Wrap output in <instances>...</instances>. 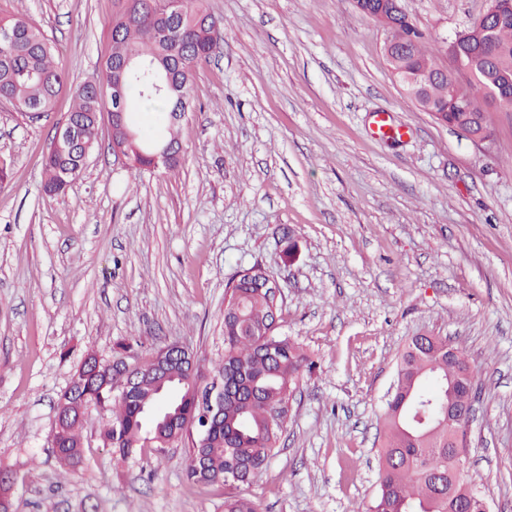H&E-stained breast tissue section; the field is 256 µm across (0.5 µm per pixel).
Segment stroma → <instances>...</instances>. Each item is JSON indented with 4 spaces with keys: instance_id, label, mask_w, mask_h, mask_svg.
Segmentation results:
<instances>
[{
    "instance_id": "stroma-1",
    "label": "stroma",
    "mask_w": 512,
    "mask_h": 512,
    "mask_svg": "<svg viewBox=\"0 0 512 512\" xmlns=\"http://www.w3.org/2000/svg\"><path fill=\"white\" fill-rule=\"evenodd\" d=\"M489 0H401L440 62ZM122 0H0L56 46L52 112L0 103V461L13 512H224L188 483L182 447L129 460L90 441L76 473L52 453L55 402L87 351L189 347L224 355L227 282L258 264L280 284L281 330L315 363L291 401L260 512H364L380 417L409 339H448L483 392L467 478L512 512V112L476 145L419 108L393 75L385 31L351 0H207L224 41L192 79L172 168L135 174L101 134L64 193L43 190L71 89L99 72ZM390 114L403 136L378 138ZM292 227L287 260L281 230Z\"/></svg>"
}]
</instances>
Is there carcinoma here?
I'll return each mask as SVG.
<instances>
[{
	"instance_id": "carcinoma-1",
	"label": "carcinoma",
	"mask_w": 512,
	"mask_h": 512,
	"mask_svg": "<svg viewBox=\"0 0 512 512\" xmlns=\"http://www.w3.org/2000/svg\"><path fill=\"white\" fill-rule=\"evenodd\" d=\"M153 17L132 20L111 34V50L100 78L72 90L70 116L78 121L83 143L93 149L105 104L112 101V58L136 55L139 70L124 84V110H150L157 125L150 130L132 126L135 143L146 152L157 141L171 138L168 94L149 88L145 67L178 51L177 34L165 27L166 0H152ZM181 31L193 43L194 66L220 48L222 35L199 21L210 16L203 0H179ZM0 26L12 42L0 48V98L23 111L53 109L65 82L57 49L37 26L22 17L0 14ZM471 39L460 56L443 66L428 49L427 36L406 13L394 10L387 40L393 50L389 66L407 95L428 104L438 123L464 127L474 134L492 132L490 113L512 112V19L488 21L479 15L471 24ZM82 153H57L44 158V191L58 195L82 173ZM224 309V357L213 377L224 388V403L211 413L206 405L209 383L201 367L173 366L167 380L138 378L135 390H114L106 361L87 354L66 389L57 397L64 407L52 446L65 473L84 457L87 410L100 406L110 420L99 430L103 445L126 460L145 448H186L184 474L192 484L224 485V512H259L241 487L252 484L268 468L278 447L294 389L313 362L304 346L280 332L279 306L268 288L247 276L227 284ZM448 340L439 336L411 337L397 365L393 403L384 418V442L378 452L379 484L367 512H448V494L440 480L448 477L456 449L448 446V424L435 417V405L448 395ZM415 405L430 420L426 434L410 433L397 417L399 406Z\"/></svg>"
}]
</instances>
